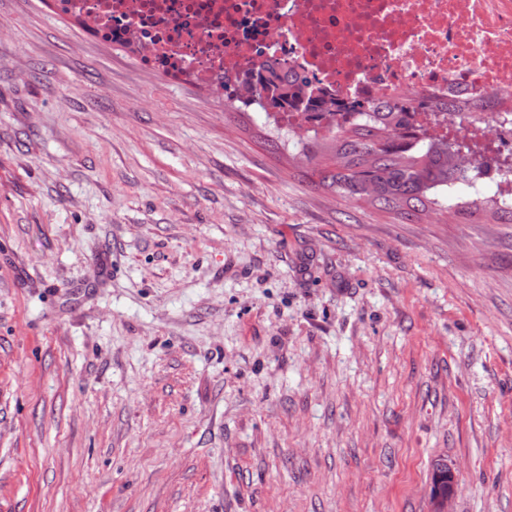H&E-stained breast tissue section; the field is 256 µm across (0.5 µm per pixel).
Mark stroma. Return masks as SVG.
Masks as SVG:
<instances>
[{
  "instance_id": "35a3bbf8",
  "label": "stroma",
  "mask_w": 512,
  "mask_h": 512,
  "mask_svg": "<svg viewBox=\"0 0 512 512\" xmlns=\"http://www.w3.org/2000/svg\"><path fill=\"white\" fill-rule=\"evenodd\" d=\"M267 132L0 0V512H512V221Z\"/></svg>"
}]
</instances>
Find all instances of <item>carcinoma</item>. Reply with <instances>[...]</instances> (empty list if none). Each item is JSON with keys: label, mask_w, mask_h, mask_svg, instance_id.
<instances>
[{"label": "carcinoma", "mask_w": 512, "mask_h": 512, "mask_svg": "<svg viewBox=\"0 0 512 512\" xmlns=\"http://www.w3.org/2000/svg\"><path fill=\"white\" fill-rule=\"evenodd\" d=\"M282 64L266 61L255 69L258 84L252 96L263 106L290 112H338L336 99L316 94L307 77L284 79ZM416 100L409 96L375 107L359 123H343L332 132V152L320 155V142L302 143L300 159L309 167L311 177L337 195L369 202L381 209L416 221L431 207L468 212L491 208L495 213L512 214V204L496 196L482 197L477 190L472 198L457 199L450 191L473 187L469 172L448 166V152L466 151L472 166L483 165L482 156L469 144L453 142L418 133L410 123Z\"/></svg>", "instance_id": "cac0c4a2"}]
</instances>
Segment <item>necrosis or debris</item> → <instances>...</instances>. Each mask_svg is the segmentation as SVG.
I'll return each mask as SVG.
<instances>
[{"instance_id": "4bbe7bcc", "label": "necrosis or debris", "mask_w": 512, "mask_h": 512, "mask_svg": "<svg viewBox=\"0 0 512 512\" xmlns=\"http://www.w3.org/2000/svg\"><path fill=\"white\" fill-rule=\"evenodd\" d=\"M95 36H117L136 57L212 89L237 88L257 64L279 60L308 76L358 120L368 103L410 92L427 105V135L479 141L480 173L512 200V0H57ZM489 106L493 125L462 123L454 104ZM288 135L317 137L336 124L271 112Z\"/></svg>"}]
</instances>
